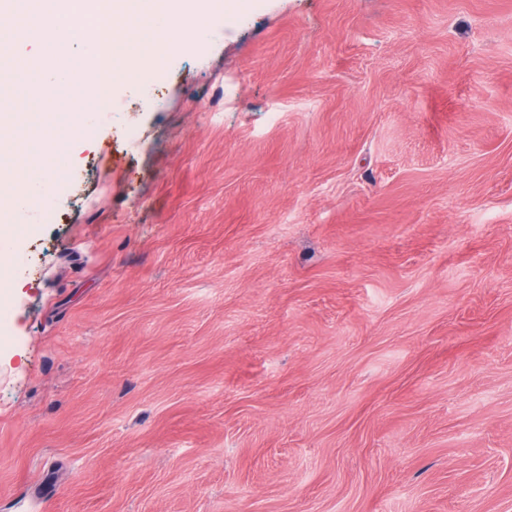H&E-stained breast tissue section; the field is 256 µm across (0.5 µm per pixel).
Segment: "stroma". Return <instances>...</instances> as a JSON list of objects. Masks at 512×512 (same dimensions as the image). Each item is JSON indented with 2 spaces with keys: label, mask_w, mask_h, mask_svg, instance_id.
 <instances>
[{
  "label": "stroma",
  "mask_w": 512,
  "mask_h": 512,
  "mask_svg": "<svg viewBox=\"0 0 512 512\" xmlns=\"http://www.w3.org/2000/svg\"><path fill=\"white\" fill-rule=\"evenodd\" d=\"M155 68L0 242V512H512V0H248Z\"/></svg>",
  "instance_id": "1"
}]
</instances>
